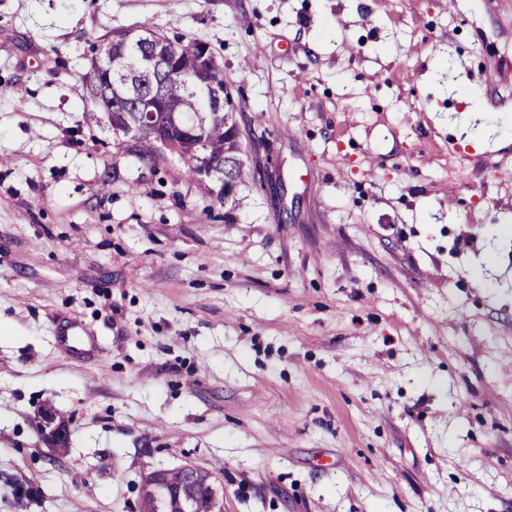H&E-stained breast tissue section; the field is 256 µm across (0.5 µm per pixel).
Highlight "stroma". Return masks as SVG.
Returning a JSON list of instances; mask_svg holds the SVG:
<instances>
[{"label":"stroma","instance_id":"stroma-1","mask_svg":"<svg viewBox=\"0 0 512 512\" xmlns=\"http://www.w3.org/2000/svg\"><path fill=\"white\" fill-rule=\"evenodd\" d=\"M144 21L224 67L228 201L84 117ZM510 226L512 0H0V512H512ZM96 336L88 328L73 324L59 335V344L67 351L82 352L96 345ZM180 470L183 474L179 471L156 473L160 481L166 487L180 492L179 498L173 496L159 502L160 509L164 510L160 512H182L181 508L188 500L196 504V508L199 509L197 512H209L211 508L209 487L212 484L209 475L202 472L194 483L189 484L187 481L193 482L197 478L200 470L191 465L183 466Z\"/></svg>","mask_w":512,"mask_h":512}]
</instances>
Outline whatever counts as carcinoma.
<instances>
[{
	"mask_svg": "<svg viewBox=\"0 0 512 512\" xmlns=\"http://www.w3.org/2000/svg\"><path fill=\"white\" fill-rule=\"evenodd\" d=\"M151 36L162 38L171 49V62L165 72L158 74L145 66L148 53L146 41ZM201 42L197 40L173 41L166 35L143 24L129 30H121L112 36V55L108 60L99 56L90 59L82 74L83 99L89 120L96 123L106 119L112 132L126 133L135 122L140 100L151 89L162 86L157 99L164 112H176L184 129L171 143V150L188 162V172L197 176L196 162L207 160L214 172L213 181L219 184L217 196L223 197L231 190L230 183L242 182L246 176L242 154L227 137L226 125L235 124V106L229 92H224V109L216 112L212 107L211 85H225L224 68L219 66L207 77L197 74L195 60ZM204 132L202 144L190 132ZM154 143L145 137L134 141V154L140 163L156 159ZM168 488L180 492V496L168 497L159 503L164 512H181L183 504L190 500L199 512H209L208 474L203 473L193 483H187L179 471L157 473Z\"/></svg>",
	"mask_w": 512,
	"mask_h": 512,
	"instance_id": "cac0c4a2",
	"label": "carcinoma"
}]
</instances>
